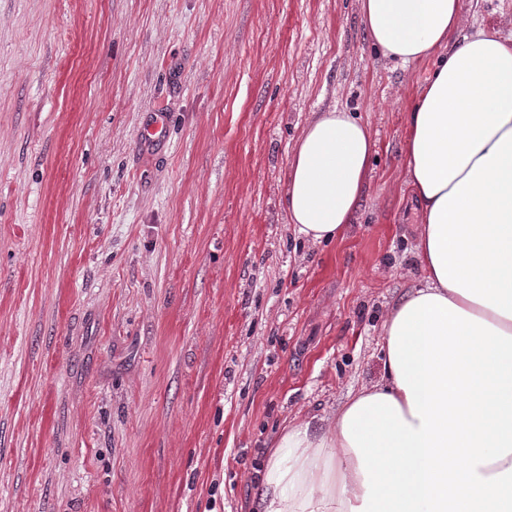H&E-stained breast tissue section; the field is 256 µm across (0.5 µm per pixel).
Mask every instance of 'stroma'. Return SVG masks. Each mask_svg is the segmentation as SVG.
I'll return each instance as SVG.
<instances>
[{
    "mask_svg": "<svg viewBox=\"0 0 512 512\" xmlns=\"http://www.w3.org/2000/svg\"><path fill=\"white\" fill-rule=\"evenodd\" d=\"M460 4L512 33V0ZM430 69L358 0H0V512H251L285 419L382 378ZM331 104L378 151L312 245L283 198Z\"/></svg>",
    "mask_w": 512,
    "mask_h": 512,
    "instance_id": "obj_1",
    "label": "stroma"
}]
</instances>
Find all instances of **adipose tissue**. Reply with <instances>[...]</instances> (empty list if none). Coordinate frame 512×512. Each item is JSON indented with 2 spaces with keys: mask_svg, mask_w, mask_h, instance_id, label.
<instances>
[{
  "mask_svg": "<svg viewBox=\"0 0 512 512\" xmlns=\"http://www.w3.org/2000/svg\"><path fill=\"white\" fill-rule=\"evenodd\" d=\"M366 38L435 60L409 115L419 286L381 325L385 373L312 428L289 420L258 512H512V37L462 34L459 0H360ZM376 139L347 109L312 113L289 161L287 223L313 245L350 224Z\"/></svg>",
  "mask_w": 512,
  "mask_h": 512,
  "instance_id": "adipose-tissue-1",
  "label": "adipose tissue"
}]
</instances>
